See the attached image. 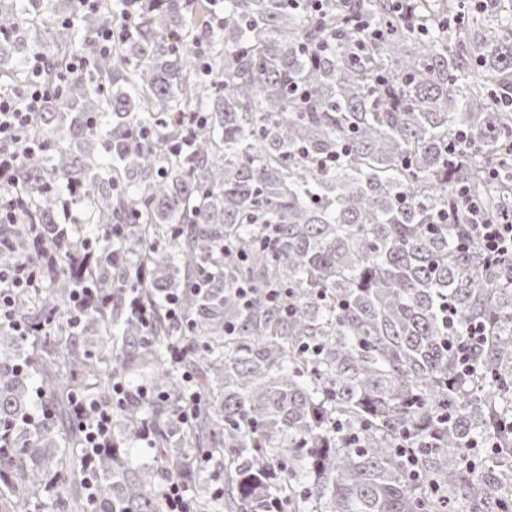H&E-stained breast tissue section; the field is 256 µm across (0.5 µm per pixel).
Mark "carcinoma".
Returning <instances> with one entry per match:
<instances>
[{
  "label": "carcinoma",
  "instance_id": "1",
  "mask_svg": "<svg viewBox=\"0 0 512 512\" xmlns=\"http://www.w3.org/2000/svg\"><path fill=\"white\" fill-rule=\"evenodd\" d=\"M210 13L143 0L136 33L102 55L113 0H0V82L36 52L49 80L92 57L37 114L28 139L47 149L13 187L23 223L0 228V267L25 257L43 280L15 302L33 335L0 327V512H162L175 476L190 512H512V281L456 195L464 182L487 217L512 210V26L475 24L465 0ZM65 210L67 234L47 237ZM84 283L98 300L71 328ZM474 321L488 343L462 377ZM174 342L199 394L186 420ZM77 393L114 409L93 456ZM407 432L417 478L396 453ZM486 326L480 322L471 324L466 336L457 345L458 372L468 376L474 371L472 364L474 353L483 346L486 341Z\"/></svg>",
  "mask_w": 512,
  "mask_h": 512
}]
</instances>
